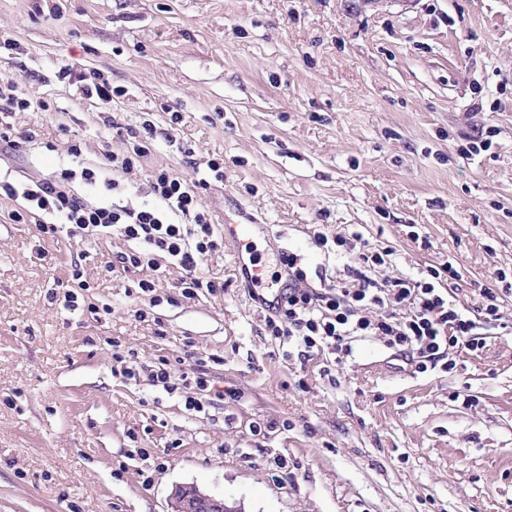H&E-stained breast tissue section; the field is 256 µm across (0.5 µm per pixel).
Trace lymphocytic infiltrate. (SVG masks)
Listing matches in <instances>:
<instances>
[{"instance_id":"lymphocytic-infiltrate-1","label":"lymphocytic infiltrate","mask_w":512,"mask_h":512,"mask_svg":"<svg viewBox=\"0 0 512 512\" xmlns=\"http://www.w3.org/2000/svg\"><path fill=\"white\" fill-rule=\"evenodd\" d=\"M32 101L13 81L0 79V162L24 153L34 142L32 130H19L13 124L16 113L31 110ZM123 152L105 151L96 163H87L79 143L67 148L69 161L60 169L40 178L25 175L0 181V199L16 202L12 221L32 220L48 236L66 233L68 237L91 242L111 236L122 239L126 248L106 265L109 273H133L155 268L167 260L183 272L182 293L194 299L199 293H216L219 285L201 271L207 257L222 252L224 235L213 224L202 194L211 183L223 182L224 161L212 157L206 162L203 178L187 182L173 169H156L147 182L152 204L130 208L109 202L111 194L123 191L124 176L137 171L146 157L155 127L143 123L127 132ZM101 187L103 199L86 194V187ZM311 238L326 251L343 252L348 260V278L329 284L308 279L293 259L272 274L273 297L261 296L263 277L255 272L257 256H250L241 272L249 293L259 294L264 324L270 336L304 353L339 354L348 352V342L356 336H373L392 350L394 357L410 365L416 373L453 368L451 354L460 349L477 351L484 344L479 335L483 324L503 322L499 296L493 289H481L483 305L470 311L456 297L461 278L452 263L430 267L419 278L389 277L376 280L371 269L389 264L392 253L371 247L360 233L331 235L322 224L312 225ZM148 372L154 385L167 392L185 388L187 410L202 412L200 397L209 387L198 372L183 373L173 383L166 360L144 367L137 355L124 358L122 377L133 379Z\"/></svg>"}]
</instances>
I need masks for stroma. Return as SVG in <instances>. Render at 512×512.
Instances as JSON below:
<instances>
[{
	"label": "stroma",
	"mask_w": 512,
	"mask_h": 512,
	"mask_svg": "<svg viewBox=\"0 0 512 512\" xmlns=\"http://www.w3.org/2000/svg\"><path fill=\"white\" fill-rule=\"evenodd\" d=\"M1 36L17 47L0 75L49 106L17 128L82 143L89 163L123 151L65 64L120 90L122 127L174 128L120 203H150L153 169L193 181L223 156L202 201L214 224L267 225L260 270L290 251L345 278V258L309 242L325 224L393 249L379 280L453 262L472 308L495 269L512 275V0H0ZM491 126L492 148L463 155ZM12 207L0 200V512H169L189 483L242 512H512V329L485 325L482 352L445 372L412 373L373 339L338 364L288 359L232 242L203 264L223 291L189 300L180 269L113 276L122 240H45ZM76 266L85 301L111 308L101 320L55 300ZM131 352L168 360L175 383L206 372L205 412L118 376Z\"/></svg>",
	"instance_id": "1"
}]
</instances>
